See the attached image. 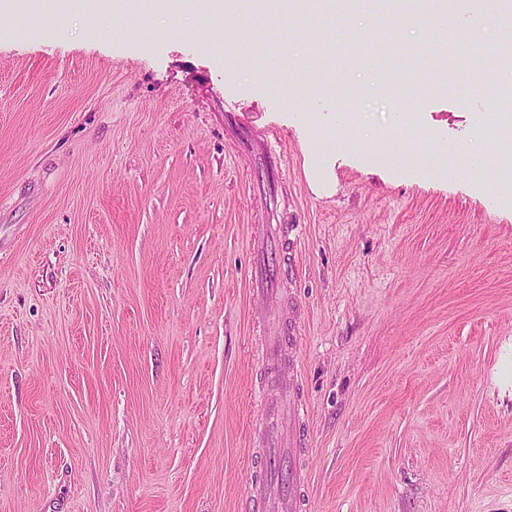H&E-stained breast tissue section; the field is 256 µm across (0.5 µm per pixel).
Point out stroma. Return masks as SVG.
Here are the masks:
<instances>
[{
	"label": "stroma",
	"mask_w": 512,
	"mask_h": 512,
	"mask_svg": "<svg viewBox=\"0 0 512 512\" xmlns=\"http://www.w3.org/2000/svg\"><path fill=\"white\" fill-rule=\"evenodd\" d=\"M0 0V512H246L265 397L302 398L304 512H512V209L480 112L512 95L469 32L420 70L394 180L354 150L397 115L356 94L377 32L337 13L257 20L289 105L165 0L89 18ZM488 74L461 99L443 77ZM349 96L353 120L339 118ZM287 236L280 307L253 290ZM296 329L265 377L259 325Z\"/></svg>",
	"instance_id": "35a3bbf8"
}]
</instances>
